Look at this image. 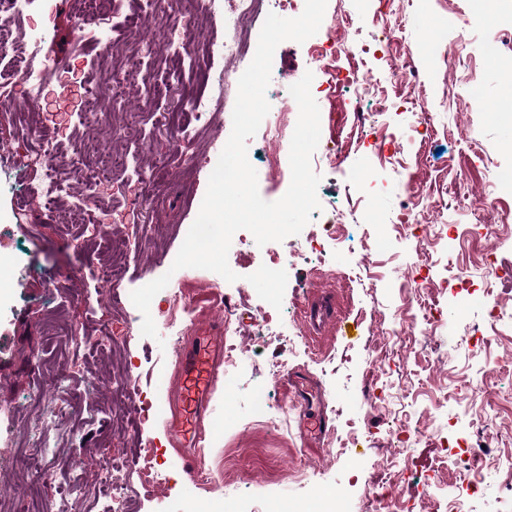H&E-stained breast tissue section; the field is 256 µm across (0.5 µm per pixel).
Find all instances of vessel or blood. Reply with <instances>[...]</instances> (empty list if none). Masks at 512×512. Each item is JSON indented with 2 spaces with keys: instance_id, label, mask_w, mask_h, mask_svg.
Segmentation results:
<instances>
[{
  "instance_id": "obj_1",
  "label": "vessel or blood",
  "mask_w": 512,
  "mask_h": 512,
  "mask_svg": "<svg viewBox=\"0 0 512 512\" xmlns=\"http://www.w3.org/2000/svg\"><path fill=\"white\" fill-rule=\"evenodd\" d=\"M304 314L308 325L316 330L324 329L335 318L325 299L308 306ZM213 330V335L196 337L192 345L179 348L176 361L180 377L168 395V414L163 422L168 440L179 451L184 472L190 477L198 471L202 423L210 414L218 370L224 361L222 324H214ZM308 393L306 380H296L292 404L299 409L304 436L318 440L326 433L328 419L324 411L314 410Z\"/></svg>"
}]
</instances>
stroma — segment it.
<instances>
[{
	"mask_svg": "<svg viewBox=\"0 0 512 512\" xmlns=\"http://www.w3.org/2000/svg\"><path fill=\"white\" fill-rule=\"evenodd\" d=\"M326 16L346 19L343 41L375 48L362 70L371 80V96L357 98L355 85L336 93L312 84L320 109L322 136L315 151L314 171L321 207L296 235L271 243L288 281L280 310L273 317L280 335L260 337L257 310L263 301L248 282V274L264 262L249 247L228 255L238 279L225 283L215 272L184 268L171 271L167 256L177 255L197 217L209 169L196 157L219 158L232 130L237 92L229 90L225 107L193 112L197 97L212 89L199 72L180 77L159 65L148 53L131 58L130 68L149 76L134 84L112 109L87 112L83 97L72 99L65 111L44 112L37 124L54 143L73 149L96 136L101 149L128 160V177L154 172L164 159L174 182L143 208L131 204L129 193L117 192L108 204L126 215L110 236L91 237L83 225L58 219L41 196L42 174L23 177L21 193L0 192V209H19L21 220L0 224V252L15 253L13 288L0 298V504L11 512H30L32 492L42 507L57 512L65 486L72 480L94 481L103 457L129 452L132 442L155 451L163 480L142 485L130 475L140 494V512H188L197 503L219 496L226 512H282L303 501L311 512H323V502L342 493L345 512H364V503L392 460L390 446L402 439L398 461L404 470L395 492L400 502H414L422 512L444 492L460 483L456 469H437L445 449L464 451L467 445L489 442L497 460L488 462L478 490L464 496L465 512H512V486L506 484L504 459L512 457V321L490 318L498 305L512 313V190L491 184L493 163H512V122L494 120L490 107L512 100V85L503 72L512 66V0H500L498 21L508 38L498 60L474 52L484 34L469 0H327ZM402 40L392 54L377 51L389 30ZM447 32L448 42L430 43L433 30ZM42 32L41 56L58 67L56 77L85 86L99 78L100 45L92 31L79 30L67 0H34L16 32ZM323 39L287 40L276 55L287 67L272 73L268 90L285 93L305 72L314 71L312 49ZM459 62L449 65V52ZM411 54L416 77L398 76L395 55ZM482 89L481 103L467 94L471 84ZM0 134L18 152L37 140L22 130L16 103L25 96L10 63L0 64ZM385 108L376 111V98ZM361 104L365 119L355 123L351 107ZM133 113L136 132L110 141L113 114ZM290 143L267 142L263 133L247 141V157L257 172L258 190L268 202L288 190V176L273 177L264 160L276 154L289 162ZM340 155V166L323 164ZM368 182H361L364 171ZM415 207L419 228L397 229L401 214ZM484 207L477 220L475 207ZM335 225L328 233L327 225ZM389 228L388 249L371 248L380 228ZM138 231L140 243L123 256V272L115 279L97 271L112 240ZM170 281L152 300L150 313L157 337L143 336L142 313L130 303L131 292L162 275ZM58 290L48 294L46 284ZM327 292L335 303L336 324L309 339L302 307L315 294ZM181 296L192 311L184 336L206 328L219 312L206 303L207 294L232 293L235 342L244 349L236 365L225 368L216 391L212 418L223 419V430H208L201 450L202 470L220 481H186L183 461L163 430L166 396L177 379L171 336L170 293ZM121 294L126 304L111 308L107 298ZM438 310L436 327L421 319V305ZM410 325L412 337L397 354L380 355L381 330ZM354 334H346L347 326ZM123 337L121 351L98 345L101 328ZM51 360L48 372L38 371L35 351ZM285 373L271 379L272 363ZM310 376L327 400L329 432L320 448L304 447L287 408L288 376ZM131 374L137 406L145 418L134 420L135 441L112 430V415L97 406L69 408L62 429L45 438L56 450V477L41 483L35 471L11 469L19 451L39 437L34 421L42 407L40 389L57 376L68 379L70 392L83 390L85 380L98 383L108 398V383ZM381 398L371 408L368 394Z\"/></svg>",
	"mask_w": 512,
	"mask_h": 512,
	"instance_id": "35a3bbf8",
	"label": "stroma"
}]
</instances>
